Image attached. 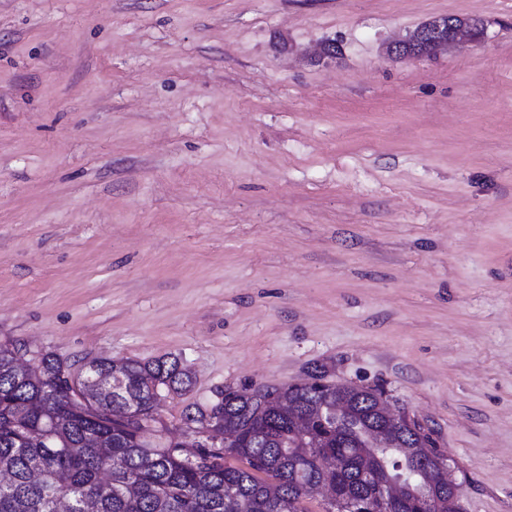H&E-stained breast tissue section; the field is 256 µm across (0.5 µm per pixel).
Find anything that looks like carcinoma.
<instances>
[{
    "label": "carcinoma",
    "instance_id": "obj_1",
    "mask_svg": "<svg viewBox=\"0 0 512 512\" xmlns=\"http://www.w3.org/2000/svg\"><path fill=\"white\" fill-rule=\"evenodd\" d=\"M20 348L0 344V512H308L318 484L333 487L322 512H458L439 473L414 461L405 439L378 447L374 408L379 386L358 394H325L307 385L224 389L216 402L185 415L184 423L233 434V441L181 448L146 442L162 432L161 392L187 391L193 376L179 357L151 361L102 358L85 369L81 399L70 394L71 371L51 353L23 374ZM315 416L294 433L289 409ZM145 417L132 427L123 410ZM330 456L335 467L324 468ZM409 479L402 497L387 501L380 483Z\"/></svg>",
    "mask_w": 512,
    "mask_h": 512
}]
</instances>
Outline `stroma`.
Listing matches in <instances>:
<instances>
[{
    "mask_svg": "<svg viewBox=\"0 0 512 512\" xmlns=\"http://www.w3.org/2000/svg\"><path fill=\"white\" fill-rule=\"evenodd\" d=\"M444 15L485 39L386 54ZM0 343L180 357L174 436L379 385L512 512V0H0Z\"/></svg>",
    "mask_w": 512,
    "mask_h": 512,
    "instance_id": "obj_1",
    "label": "stroma"
}]
</instances>
